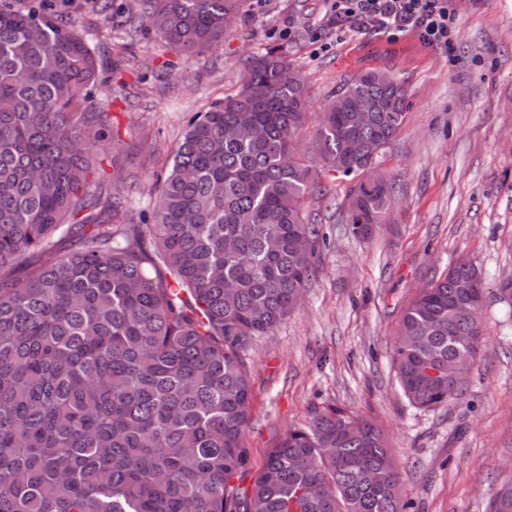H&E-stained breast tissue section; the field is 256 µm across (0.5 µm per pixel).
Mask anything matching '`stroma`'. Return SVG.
Here are the masks:
<instances>
[{"instance_id":"obj_1","label":"stroma","mask_w":512,"mask_h":512,"mask_svg":"<svg viewBox=\"0 0 512 512\" xmlns=\"http://www.w3.org/2000/svg\"><path fill=\"white\" fill-rule=\"evenodd\" d=\"M87 33L106 85L95 101L114 132L100 172H120L114 192L127 220L150 223L156 175L190 118L235 93L247 57L278 48L305 76L308 128L343 84L389 70L407 93L404 125L377 166L396 184L394 208L371 238L352 234L341 209L321 210L326 248L304 300L246 352L253 421L244 443L258 470L268 448L312 413L333 407L376 421L401 464L406 512H489L512 476V0H448L451 49L412 32L336 21L330 0H243L218 46L185 56L137 25L112 28L97 0H62ZM485 279L484 337L464 398L418 410L401 394L392 355L416 289L457 258Z\"/></svg>"}]
</instances>
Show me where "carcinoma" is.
Listing matches in <instances>:
<instances>
[{"instance_id": "carcinoma-1", "label": "carcinoma", "mask_w": 512, "mask_h": 512, "mask_svg": "<svg viewBox=\"0 0 512 512\" xmlns=\"http://www.w3.org/2000/svg\"><path fill=\"white\" fill-rule=\"evenodd\" d=\"M141 2L160 40L193 55L242 0ZM98 86L74 23L0 4V512H404L384 429L337 410L280 438L250 486L232 483L249 468L245 350L297 309L325 243L308 204L319 174L295 147L301 75L273 48L251 56L239 90L188 123L150 224L124 223L123 198L94 177L112 128L89 110ZM406 109L401 83L370 69L315 129L318 165L358 177L345 195L355 235L386 223L393 186L375 164ZM477 281L458 260L403 312L392 364L417 409L466 390ZM491 512H512V478Z\"/></svg>"}]
</instances>
